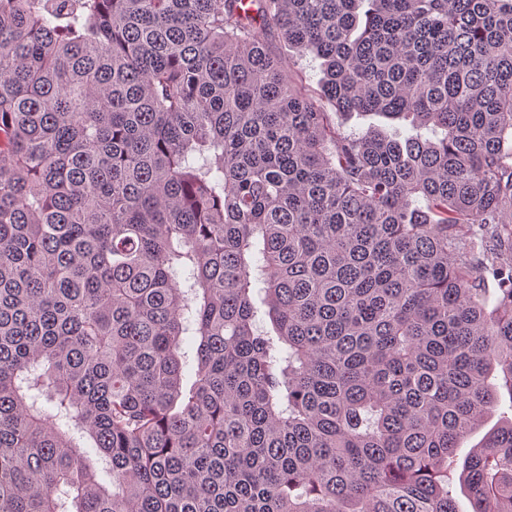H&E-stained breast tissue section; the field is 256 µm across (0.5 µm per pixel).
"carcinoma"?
I'll use <instances>...</instances> for the list:
<instances>
[{
  "label": "carcinoma",
  "instance_id": "carcinoma-1",
  "mask_svg": "<svg viewBox=\"0 0 512 512\" xmlns=\"http://www.w3.org/2000/svg\"><path fill=\"white\" fill-rule=\"evenodd\" d=\"M501 387L512 0H0V512H512ZM278 50L281 52L282 56L285 57L287 62L289 63V69L292 74H302L305 76H313V86L316 85L317 79L320 77L319 75V61L314 60L313 57L309 54H304L301 51L295 48H288L287 44L278 43ZM325 108L327 112H330L336 127L346 133H362L365 132L371 125H382L389 136H394L395 134L408 135L409 133H412L409 130V127L401 122L384 123L381 121V119L372 116L369 113L336 112L331 105L326 103ZM503 412H506L510 415L509 396L506 392L502 393L501 403L494 417L491 418L483 427L477 429L476 431H474L473 433L466 437L462 444V448H460L458 452L459 459L462 460L468 453L470 448H473L476 444H478L483 435L496 424L497 420L499 419L500 415H502Z\"/></svg>",
  "mask_w": 512,
  "mask_h": 512
}]
</instances>
